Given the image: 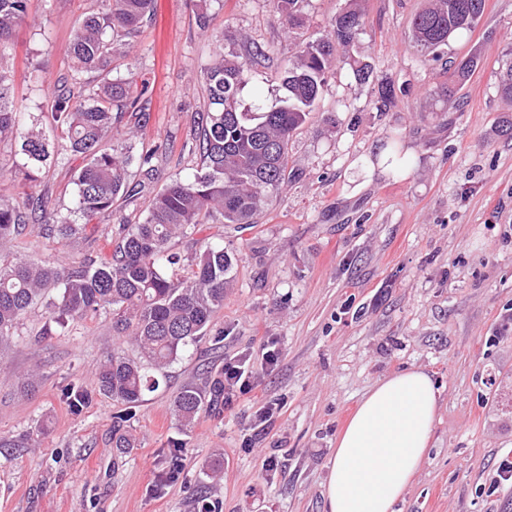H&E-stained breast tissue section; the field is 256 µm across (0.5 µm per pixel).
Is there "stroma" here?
Listing matches in <instances>:
<instances>
[{
  "mask_svg": "<svg viewBox=\"0 0 512 512\" xmlns=\"http://www.w3.org/2000/svg\"><path fill=\"white\" fill-rule=\"evenodd\" d=\"M158 3L112 75H134L144 91V147L170 146L157 163L163 184L198 167L193 119L207 106L204 70L217 53L246 63L239 102L248 107L282 96L290 48L273 0ZM426 4L363 0L356 56L372 66L373 80L336 63L289 142L292 180L256 224L225 226L233 285L224 307L138 408L132 448H113L118 407L98 388V369L118 347L110 316L93 313L50 336L44 308L22 316L0 348V512H198L204 501L219 512H325L338 433L369 388L411 367L431 374L441 394L423 467L398 512H512V479L498 475L501 461L512 460V136L499 131L507 108L495 79L512 44V0H486L478 27L450 39L437 60L409 37ZM100 6L28 0L6 51L14 104L42 112L47 134L69 73V34ZM202 7L205 32L196 26ZM472 53L479 68L438 101L446 61ZM381 79L402 88L383 111ZM22 163L18 143L1 141L0 196L27 189L15 175ZM81 164L59 157L27 190L71 206ZM150 198L115 203L65 246L28 230L9 254L110 257L117 225L142 222ZM269 339L279 360L260 371L253 395L204 407L183 426L175 394L219 376L230 358L258 356ZM69 384L89 395L80 411L62 395ZM268 405L277 414L258 427ZM21 438L27 447H15Z\"/></svg>",
  "mask_w": 512,
  "mask_h": 512,
  "instance_id": "obj_1",
  "label": "stroma"
}]
</instances>
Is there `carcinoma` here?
<instances>
[{
  "mask_svg": "<svg viewBox=\"0 0 512 512\" xmlns=\"http://www.w3.org/2000/svg\"><path fill=\"white\" fill-rule=\"evenodd\" d=\"M26 2L0 0V60L25 22ZM101 2V10L84 16L70 33V74L50 107L61 142L36 130L39 115L29 112L26 120L20 119L8 95V72L0 64V141L20 144L25 158L19 168L22 180L37 181L40 168L63 152L82 158L70 208L30 194L0 197V247L31 224L65 242L84 236L98 214L118 200L134 198L145 182L155 179L152 160L167 150L165 142L146 152L137 149L145 113L136 107L141 93L133 78L111 79L95 88L83 80L87 72L105 76L112 72L117 53L130 45L143 22L152 19L155 0ZM306 2L274 0V8L294 29L301 27ZM484 8L485 0H429L411 19L415 47L436 57L451 37L475 30ZM362 26L358 0H347L327 34L294 43L281 79L284 97L270 105L258 104L253 111L238 106V95L248 80L246 64L232 53L218 55L204 74L209 111L199 114L194 126L200 169L159 189L142 223L118 225L119 240L110 257L98 260L87 255L67 263L0 257V346L16 335L22 315L40 303L49 313L46 336L102 310L112 315V334L136 345L139 358L115 350L98 372L100 391L124 406L115 416L112 447H134V438L123 424L134 418L148 394L160 388L159 374L207 335L214 316L224 307L232 285L224 233L204 239L195 235L218 215L226 224L254 223L286 178L290 138L320 98L337 61L336 52L349 51ZM505 56L498 88L501 99L512 103V52ZM477 65L473 55L451 62L448 83L437 88V96L446 100L461 89ZM115 136L122 138L121 145L105 146ZM134 166L137 180L132 178ZM175 238L195 246L178 269L180 257L170 252ZM223 387L219 379L207 386L183 387L173 400L175 414L183 424H191L206 404L207 390Z\"/></svg>",
  "mask_w": 512,
  "mask_h": 512,
  "instance_id": "cac0c4a2",
  "label": "carcinoma"
}]
</instances>
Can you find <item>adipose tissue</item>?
Instances as JSON below:
<instances>
[{"label": "adipose tissue", "instance_id": "obj_1", "mask_svg": "<svg viewBox=\"0 0 512 512\" xmlns=\"http://www.w3.org/2000/svg\"><path fill=\"white\" fill-rule=\"evenodd\" d=\"M438 395L419 368L371 388L337 437L324 491L327 512H395L423 465Z\"/></svg>", "mask_w": 512, "mask_h": 512}]
</instances>
